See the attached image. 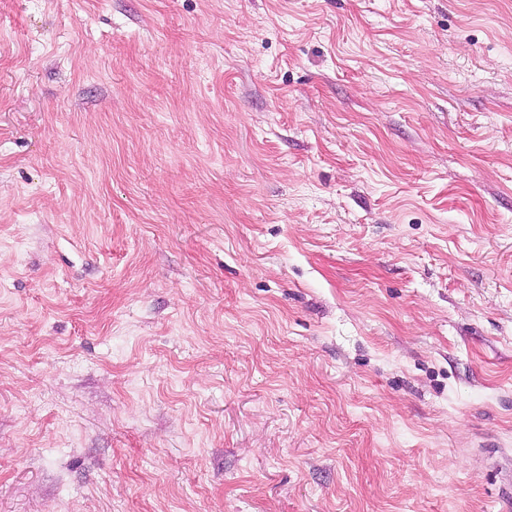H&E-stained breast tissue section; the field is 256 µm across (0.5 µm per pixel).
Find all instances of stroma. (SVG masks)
<instances>
[{"mask_svg": "<svg viewBox=\"0 0 512 512\" xmlns=\"http://www.w3.org/2000/svg\"><path fill=\"white\" fill-rule=\"evenodd\" d=\"M512 0H0V512H512Z\"/></svg>", "mask_w": 512, "mask_h": 512, "instance_id": "1", "label": "stroma"}]
</instances>
